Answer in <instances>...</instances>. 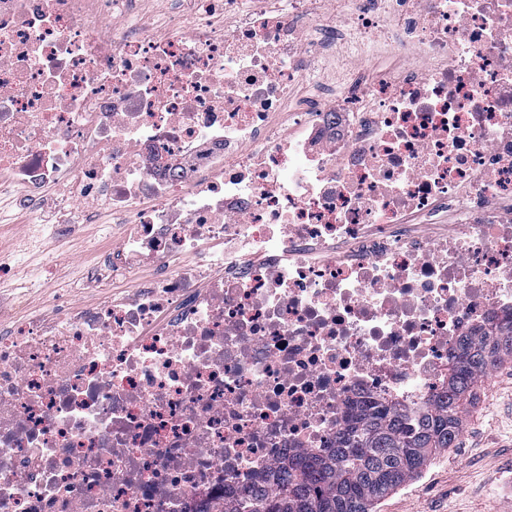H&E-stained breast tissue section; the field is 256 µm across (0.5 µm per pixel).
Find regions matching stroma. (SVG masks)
I'll list each match as a JSON object with an SVG mask.
<instances>
[{
	"instance_id": "1",
	"label": "stroma",
	"mask_w": 512,
	"mask_h": 512,
	"mask_svg": "<svg viewBox=\"0 0 512 512\" xmlns=\"http://www.w3.org/2000/svg\"><path fill=\"white\" fill-rule=\"evenodd\" d=\"M512 362L477 387L454 448L383 499L377 512H512Z\"/></svg>"
}]
</instances>
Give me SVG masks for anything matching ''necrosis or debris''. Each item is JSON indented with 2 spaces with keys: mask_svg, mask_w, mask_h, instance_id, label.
I'll list each match as a JSON object with an SVG mask.
<instances>
[{
  "mask_svg": "<svg viewBox=\"0 0 512 512\" xmlns=\"http://www.w3.org/2000/svg\"><path fill=\"white\" fill-rule=\"evenodd\" d=\"M0 0V512H223L512 310V0Z\"/></svg>",
  "mask_w": 512,
  "mask_h": 512,
  "instance_id": "1",
  "label": "necrosis or debris"
}]
</instances>
